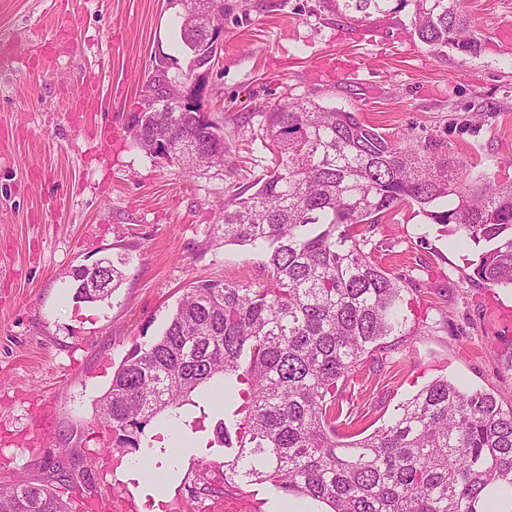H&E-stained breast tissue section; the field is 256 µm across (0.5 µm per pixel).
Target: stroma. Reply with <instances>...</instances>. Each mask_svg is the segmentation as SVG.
<instances>
[{"label": "stroma", "mask_w": 512, "mask_h": 512, "mask_svg": "<svg viewBox=\"0 0 512 512\" xmlns=\"http://www.w3.org/2000/svg\"><path fill=\"white\" fill-rule=\"evenodd\" d=\"M224 49L195 68L177 36L182 0H0V487L29 481L63 489L88 512V488L111 499L145 495L142 472L118 483L115 442L95 419L98 399L131 348L161 334L182 293L200 279L265 281L261 254L224 242L221 207L265 174L263 112L303 98L359 113L391 140L441 144L473 176L512 181V0H464L480 30L478 54H434L412 25V0L351 21L323 0H224ZM180 89L205 88L204 110L224 133V162L197 174L153 158L128 128L157 64ZM97 92H83L86 81ZM382 264L408 275L407 336L367 357L341 392L352 430L373 432L434 377L493 392L512 407V328L485 319L512 307L511 288L474 279V243L454 226L401 206L369 233ZM130 258L103 303L74 295L72 274L106 257ZM182 435L200 450L178 468L148 457L178 487L198 461H223L213 443L223 417L184 406Z\"/></svg>", "instance_id": "stroma-1"}]
</instances>
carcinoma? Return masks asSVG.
Returning <instances> with one entry per match:
<instances>
[{
  "label": "carcinoma",
  "mask_w": 512,
  "mask_h": 512,
  "mask_svg": "<svg viewBox=\"0 0 512 512\" xmlns=\"http://www.w3.org/2000/svg\"><path fill=\"white\" fill-rule=\"evenodd\" d=\"M180 38L192 44L224 0H184ZM388 0H326L353 21ZM418 39L434 53L481 46L463 0H412ZM176 136L207 145L224 137L199 112H176ZM273 167L247 197L224 203V244L264 253L258 284L199 280L168 325L122 360L97 418L118 448H138L158 415L177 429L181 409L208 388L223 408L220 442L234 449L224 474L269 483L333 512H476L491 483L512 489V408L446 378L424 386L389 424L344 442L353 424L336 398L359 380L380 340L405 334L407 277L381 267L367 230L395 208L416 204L483 245L473 277L512 286V182L469 177L437 144L394 142L358 113L296 100L263 113ZM224 155L191 153V174ZM76 298L107 299L104 288ZM0 512H69L47 484L0 487Z\"/></svg>",
  "instance_id": "cac0c4a2"
}]
</instances>
